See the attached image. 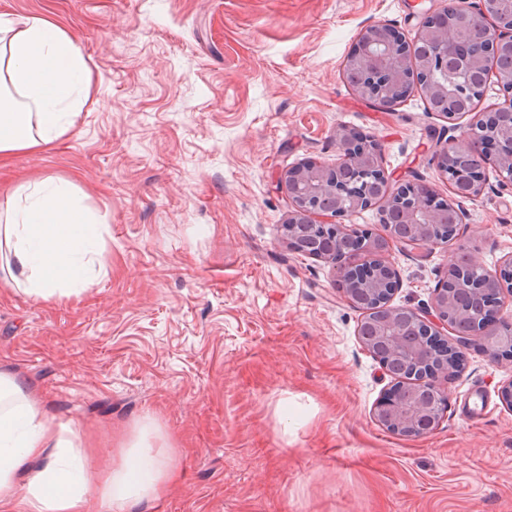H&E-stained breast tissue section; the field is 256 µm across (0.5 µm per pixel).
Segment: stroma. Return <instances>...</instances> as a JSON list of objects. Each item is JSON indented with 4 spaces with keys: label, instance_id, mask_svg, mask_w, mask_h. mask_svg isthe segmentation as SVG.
Here are the masks:
<instances>
[{
    "label": "stroma",
    "instance_id": "stroma-1",
    "mask_svg": "<svg viewBox=\"0 0 512 512\" xmlns=\"http://www.w3.org/2000/svg\"><path fill=\"white\" fill-rule=\"evenodd\" d=\"M441 0H0L74 38L89 98L49 145L0 163V208L50 179L101 224V272L50 300L0 269V372L111 462L151 422L178 480L133 512H512V360L480 342L441 380L438 426L395 435L374 418L393 380L363 346L365 317L331 264L290 250L281 172L336 161L334 133L375 136L391 172L447 196L434 162L461 136L420 95L380 112L344 64L364 27L405 40ZM458 235L390 250L393 302L429 315L448 263L512 257V186L493 166L457 202Z\"/></svg>",
    "mask_w": 512,
    "mask_h": 512
}]
</instances>
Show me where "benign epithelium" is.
<instances>
[{
	"label": "benign epithelium",
	"instance_id": "1",
	"mask_svg": "<svg viewBox=\"0 0 512 512\" xmlns=\"http://www.w3.org/2000/svg\"><path fill=\"white\" fill-rule=\"evenodd\" d=\"M475 15L488 21L484 31L487 48L496 53H512V0H468L460 10L445 6L424 14L421 32L430 33L439 24L443 28L437 35L433 53L420 62L410 53L395 27L377 23L364 30L348 57L365 68L362 82L354 86L356 97L389 111L399 102V97L415 93L444 101L467 95L464 86L450 90L446 84L429 81L427 73L448 67V51L455 47L468 17ZM497 84L504 93V101L496 110L482 118L473 117L461 138L448 141L435 153L437 166L447 176L450 191L458 199L479 196L484 185L480 164L466 171L453 165L454 159L464 152L471 151L492 160L498 176L512 185V132L505 135L497 125L498 116L512 115V73L498 76ZM334 137L338 152L336 164L308 161L289 169L278 179L279 188L285 190L290 201L288 220L281 225L282 238L294 251L332 263L336 281L349 303L356 304V295L367 289L380 297L389 311L383 336L389 339L395 356L413 359L414 383L428 395L408 394L403 384L395 383L377 403L375 416L381 426L393 434L424 435L437 427L444 404L438 381L457 367L458 348L468 344L467 338H477L488 352L494 336H505L507 344H512V321L498 317L493 309L470 316L471 326L463 332L464 339L456 346L449 344L443 333L452 314L450 298L454 289L473 287L489 293L492 301L504 292L512 297V256L505 260L504 268L495 273L472 255L465 256L461 262L449 261L446 278L431 301V320L411 308L392 304V297L400 286L397 269L385 257L381 258V266L371 264L380 252L376 239L344 220L376 206L380 223L385 225L386 249L398 247L412 252L448 243L446 239L423 233L448 206V200L436 196L425 184L395 179L388 174L382 165L380 144L374 137L344 126L336 128ZM346 163L358 171L373 173L375 182L386 188L385 199L377 200L368 185L359 192L335 186L334 174ZM307 225L312 228L319 225L335 235L357 238L360 248L351 253L334 248L322 254L309 253L303 249L300 237L301 228Z\"/></svg>",
	"mask_w": 512,
	"mask_h": 512
}]
</instances>
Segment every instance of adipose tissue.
<instances>
[{
    "label": "adipose tissue",
    "instance_id": "1",
    "mask_svg": "<svg viewBox=\"0 0 512 512\" xmlns=\"http://www.w3.org/2000/svg\"><path fill=\"white\" fill-rule=\"evenodd\" d=\"M88 64L63 28L40 18L0 14V160L59 138L70 115L63 105L83 94ZM99 225L48 181L26 186L0 225V256L29 297L65 295L69 283L89 284L87 266ZM141 428L113 460L107 476L82 463L79 431L58 428L15 376L0 374V512H88L91 496L130 512L162 497L176 477L163 450Z\"/></svg>",
    "mask_w": 512,
    "mask_h": 512
}]
</instances>
